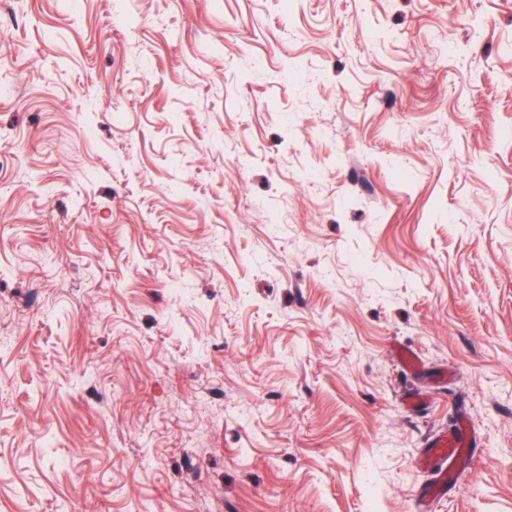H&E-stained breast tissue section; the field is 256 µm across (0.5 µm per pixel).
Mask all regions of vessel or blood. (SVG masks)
Masks as SVG:
<instances>
[{
  "mask_svg": "<svg viewBox=\"0 0 512 512\" xmlns=\"http://www.w3.org/2000/svg\"><path fill=\"white\" fill-rule=\"evenodd\" d=\"M475 450V441L467 428L461 426L433 438L426 459L438 466L439 479L429 491L430 498H437L447 487L458 484L471 464Z\"/></svg>",
  "mask_w": 512,
  "mask_h": 512,
  "instance_id": "vessel-or-blood-1",
  "label": "vessel or blood"
}]
</instances>
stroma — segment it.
I'll use <instances>...</instances> for the list:
<instances>
[{
    "mask_svg": "<svg viewBox=\"0 0 512 512\" xmlns=\"http://www.w3.org/2000/svg\"><path fill=\"white\" fill-rule=\"evenodd\" d=\"M510 41L512 0H12L0 512H512ZM476 445L467 428L461 426L433 438L425 458L439 467V479L428 493L430 498L439 497L447 487L459 483L472 462Z\"/></svg>",
    "mask_w": 512,
    "mask_h": 512,
    "instance_id": "1",
    "label": "stroma"
}]
</instances>
